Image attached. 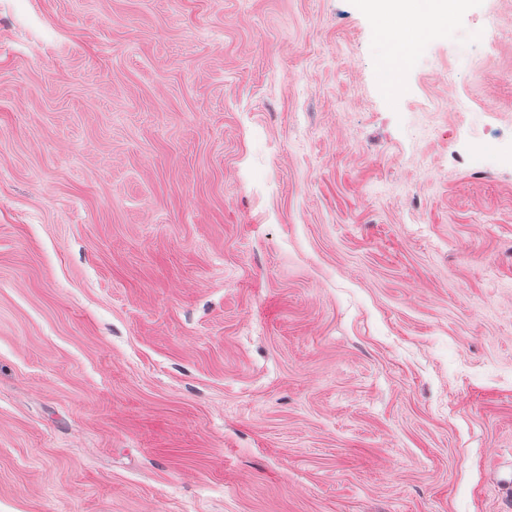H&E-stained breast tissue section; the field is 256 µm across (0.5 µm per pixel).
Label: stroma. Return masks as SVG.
Returning <instances> with one entry per match:
<instances>
[{"mask_svg":"<svg viewBox=\"0 0 512 512\" xmlns=\"http://www.w3.org/2000/svg\"><path fill=\"white\" fill-rule=\"evenodd\" d=\"M376 42L0 0V512H504L512 0Z\"/></svg>","mask_w":512,"mask_h":512,"instance_id":"stroma-1","label":"stroma"}]
</instances>
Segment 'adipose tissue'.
I'll return each instance as SVG.
<instances>
[{"mask_svg": "<svg viewBox=\"0 0 512 512\" xmlns=\"http://www.w3.org/2000/svg\"><path fill=\"white\" fill-rule=\"evenodd\" d=\"M361 6L368 12L379 41L384 44H396L403 37L401 27L391 24V17L412 21L416 31L429 33H447L446 0H433L430 9H418L414 0H360Z\"/></svg>", "mask_w": 512, "mask_h": 512, "instance_id": "ef3b65f1", "label": "adipose tissue"}]
</instances>
